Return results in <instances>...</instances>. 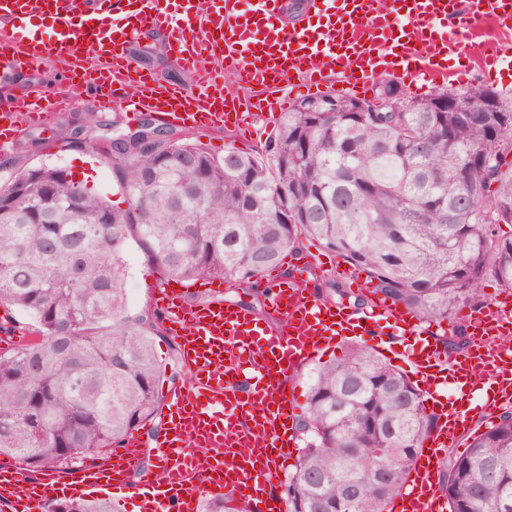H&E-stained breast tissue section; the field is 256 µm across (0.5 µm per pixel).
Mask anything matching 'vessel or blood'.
I'll use <instances>...</instances> for the list:
<instances>
[{"mask_svg":"<svg viewBox=\"0 0 512 512\" xmlns=\"http://www.w3.org/2000/svg\"><path fill=\"white\" fill-rule=\"evenodd\" d=\"M120 16L102 15L96 0H0V17L15 21L0 35V79L16 70L53 60L62 85L74 87L81 44L96 46L97 80L84 84L101 103L118 106L129 120L158 112L171 123L220 131L246 129L255 119L273 121L299 94L339 79L348 92L365 93L381 70L401 71L426 82L447 77L449 55L465 54L464 36L484 24L512 30V0H315L313 20L293 24L281 37V0H127ZM47 21V32H28L31 19ZM165 26L167 40L191 82L186 87L153 84L126 53L142 30ZM217 58L219 69L203 66ZM253 88L242 97L225 91L224 75ZM63 101L47 92L18 98L0 113V145L44 122ZM280 286L272 310L278 327L261 326L253 313L233 305L191 306L179 288L155 291L167 315L168 334L178 337L188 380L168 388L166 426L153 453L157 470L142 473L139 486L128 474L144 450L139 436L107 464L60 477L43 473L29 480L17 469L0 468V499L15 512H45L50 501L79 499L111 487L138 499V512H200L203 494L229 491L251 512H286L285 502L267 494L281 461L293 457L295 399L290 372L333 347L340 336H367L372 319L390 320L414 335L393 353L406 372L427 386L450 380L458 402L428 408L437 422L415 458L405 490L389 512H447L436 481L443 449L454 446L473 419L490 420L512 405V351L493 352L494 337L512 334V303L504 301L464 314L472 343L448 357L430 340V329L413 322L406 309L377 300L370 314L322 303L308 290ZM205 472L206 483L193 475Z\"/></svg>","mask_w":512,"mask_h":512,"instance_id":"b4317fda","label":"vessel or blood"}]
</instances>
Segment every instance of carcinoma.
Segmentation results:
<instances>
[{
    "label": "carcinoma",
    "instance_id": "cac0c4a2",
    "mask_svg": "<svg viewBox=\"0 0 512 512\" xmlns=\"http://www.w3.org/2000/svg\"><path fill=\"white\" fill-rule=\"evenodd\" d=\"M439 89L404 112H355L356 97L329 92L282 113L252 154L219 156L196 139L120 133L91 141L126 195L121 209L72 172L42 165L0 185V304L31 317L37 337L0 355V454L29 471L96 460L161 418L151 334L160 319L126 312L129 242L172 278L222 279L258 297V279L313 239L366 274L370 294L421 323L483 304L487 276L512 288V112L489 122L483 87L455 90L460 121ZM496 188H491V185ZM324 302L356 308L354 293L308 266ZM448 353L463 333L439 335ZM298 465L285 485L288 512H387L434 428L423 394L375 350L351 345L319 366L296 420ZM448 512H512V410L494 416L462 453L448 456ZM48 512H114L105 499L63 500ZM204 512H247L225 494Z\"/></svg>",
    "mask_w": 512,
    "mask_h": 512
}]
</instances>
